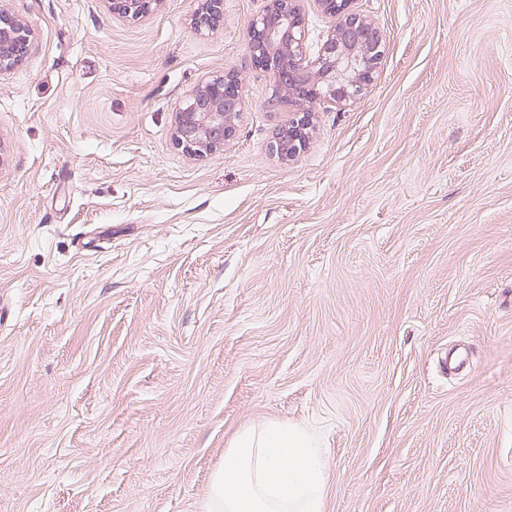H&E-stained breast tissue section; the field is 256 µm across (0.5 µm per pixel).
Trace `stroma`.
<instances>
[{
  "instance_id": "35a3bbf8",
  "label": "stroma",
  "mask_w": 512,
  "mask_h": 512,
  "mask_svg": "<svg viewBox=\"0 0 512 512\" xmlns=\"http://www.w3.org/2000/svg\"><path fill=\"white\" fill-rule=\"evenodd\" d=\"M264 5L201 36L197 0H0L35 33L0 75V512H204L271 420L326 512H512V0H352L384 57L288 162ZM221 72L245 107L196 157L174 113ZM113 18L138 21L157 10L162 0H107Z\"/></svg>"
}]
</instances>
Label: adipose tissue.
I'll return each instance as SVG.
<instances>
[{"mask_svg":"<svg viewBox=\"0 0 512 512\" xmlns=\"http://www.w3.org/2000/svg\"><path fill=\"white\" fill-rule=\"evenodd\" d=\"M325 464L297 430L265 423L236 436L205 512H324Z\"/></svg>","mask_w":512,"mask_h":512,"instance_id":"ef3b65f1","label":"adipose tissue"}]
</instances>
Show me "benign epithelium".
<instances>
[{
	"mask_svg": "<svg viewBox=\"0 0 512 512\" xmlns=\"http://www.w3.org/2000/svg\"><path fill=\"white\" fill-rule=\"evenodd\" d=\"M113 18L138 21L157 10L162 0H107ZM351 0H320L324 11L342 15L341 32L330 31L319 50L310 52L301 20V0H265L264 9L248 24V51L255 67H271L272 54L287 47L290 81L300 89L298 108L288 124V143L297 156L311 125L308 104L329 101L347 105L357 100L377 72L384 43L365 19L348 11ZM224 15V0H199L193 29L210 30ZM31 27L0 8V72L17 64L14 48L30 46ZM243 108L239 76L218 73L198 83L175 112L173 137L185 152L205 156L230 140Z\"/></svg>",
	"mask_w": 512,
	"mask_h": 512,
	"instance_id": "benign-epithelium-1",
	"label": "benign epithelium"
}]
</instances>
